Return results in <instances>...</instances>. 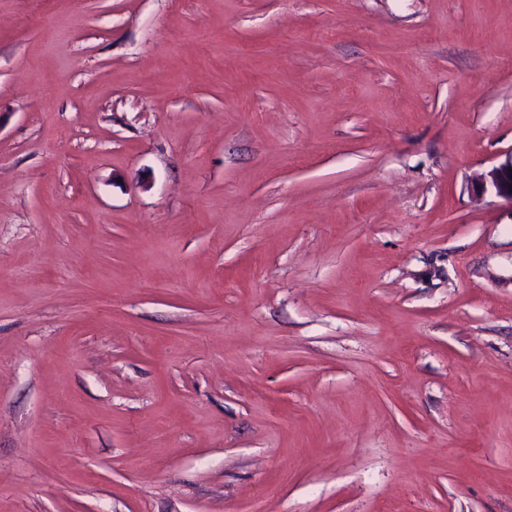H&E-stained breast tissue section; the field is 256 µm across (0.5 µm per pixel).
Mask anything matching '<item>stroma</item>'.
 <instances>
[{
	"label": "stroma",
	"instance_id": "1",
	"mask_svg": "<svg viewBox=\"0 0 512 512\" xmlns=\"http://www.w3.org/2000/svg\"><path fill=\"white\" fill-rule=\"evenodd\" d=\"M512 0H0V512H512ZM512 153L504 163L489 170L476 173L472 179V188L477 195L493 192L495 195L512 201Z\"/></svg>",
	"mask_w": 512,
	"mask_h": 512
}]
</instances>
